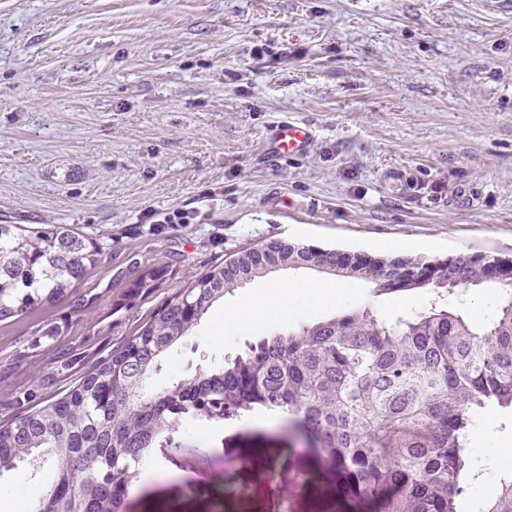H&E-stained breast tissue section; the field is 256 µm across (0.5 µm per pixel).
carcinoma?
<instances>
[{
  "label": "carcinoma",
  "instance_id": "obj_1",
  "mask_svg": "<svg viewBox=\"0 0 512 512\" xmlns=\"http://www.w3.org/2000/svg\"><path fill=\"white\" fill-rule=\"evenodd\" d=\"M104 254L100 240L68 227L0 224V320L67 297ZM288 257L341 275L356 260L382 280L378 292L423 287L429 263L291 246ZM497 256L459 251L432 285L437 300L381 321L367 306L261 338L165 385L159 356L189 336L241 282L222 267L180 290L108 360L64 397L0 425V475L24 463L51 480L31 512H119L151 448L173 422L222 420L255 408L288 415L336 462L342 489L375 512H458L478 475L464 454L482 411L512 408V283L495 277ZM164 267L147 263L124 299L157 287ZM497 289L475 322L442 298L457 287ZM484 512H512V474Z\"/></svg>",
  "mask_w": 512,
  "mask_h": 512
}]
</instances>
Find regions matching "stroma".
Instances as JSON below:
<instances>
[{
	"instance_id": "obj_1",
	"label": "stroma",
	"mask_w": 512,
	"mask_h": 512,
	"mask_svg": "<svg viewBox=\"0 0 512 512\" xmlns=\"http://www.w3.org/2000/svg\"><path fill=\"white\" fill-rule=\"evenodd\" d=\"M314 131L280 156L275 127ZM183 216L153 224L150 214ZM64 224L107 248L65 300L0 321V425L64 397L180 289L272 242L442 259H512V0H0V223ZM158 288L115 307L135 263ZM314 290L256 322L235 316L272 281ZM420 288L384 294L358 276L283 267L217 303L163 385L257 337L366 306L423 310ZM56 325L60 335H44ZM80 360L67 373L64 352ZM158 441L123 512H367L332 459L254 413L177 424ZM512 408L466 445L482 475L458 512H478L512 472ZM269 462L278 473H260ZM223 476V503L192 494ZM40 480L0 478V512H30Z\"/></svg>"
}]
</instances>
